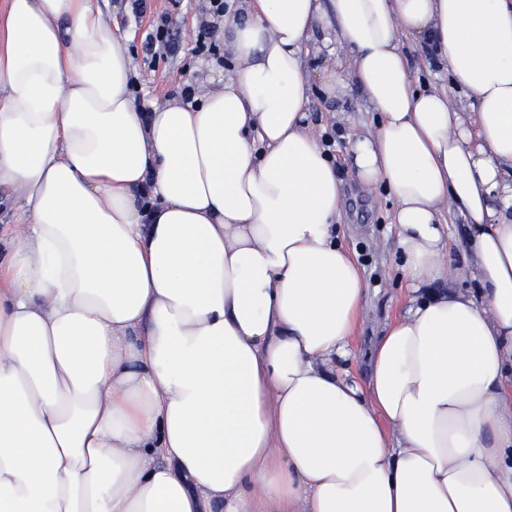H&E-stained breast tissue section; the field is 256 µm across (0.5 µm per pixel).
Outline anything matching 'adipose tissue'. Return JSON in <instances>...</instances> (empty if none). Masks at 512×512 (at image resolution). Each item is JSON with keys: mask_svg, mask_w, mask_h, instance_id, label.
I'll list each match as a JSON object with an SVG mask.
<instances>
[{"mask_svg": "<svg viewBox=\"0 0 512 512\" xmlns=\"http://www.w3.org/2000/svg\"><path fill=\"white\" fill-rule=\"evenodd\" d=\"M319 31L378 115L350 150L411 291L364 384ZM219 36L232 70L144 112L97 0H5L0 512H512V0H250ZM403 50L405 52L407 63L423 86H437L446 89L451 88L450 77L444 74L441 79H435L430 70L435 71L434 66L430 64L429 58L421 52V46L409 38L404 39ZM449 224L451 236L448 257L453 265L461 266L471 260L468 227L463 215L453 208L449 213Z\"/></svg>", "mask_w": 512, "mask_h": 512, "instance_id": "1", "label": "adipose tissue"}]
</instances>
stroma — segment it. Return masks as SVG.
I'll list each match as a JSON object with an SVG mask.
<instances>
[{
    "instance_id": "stroma-1",
    "label": "stroma",
    "mask_w": 512,
    "mask_h": 512,
    "mask_svg": "<svg viewBox=\"0 0 512 512\" xmlns=\"http://www.w3.org/2000/svg\"><path fill=\"white\" fill-rule=\"evenodd\" d=\"M99 4L118 26L122 43L135 61L132 91L139 106L164 103L184 86L199 85L193 35L204 25L214 35L224 25L223 17L210 16L208 0H145V11L138 16L128 0H99ZM162 14L179 33L180 48L173 54L145 53V37L154 18ZM329 60L341 66L344 86L333 96L314 87L308 109L316 132L332 140L329 154L346 197L338 241L357 259L367 288V304L352 345L354 356L346 364L350 375L364 383L370 376L372 352L385 326L402 312L408 291L392 225L395 200L386 186H362L352 172L348 154L350 137L366 133L377 115L347 68L344 52L330 59L313 51L305 56L314 72Z\"/></svg>"
}]
</instances>
